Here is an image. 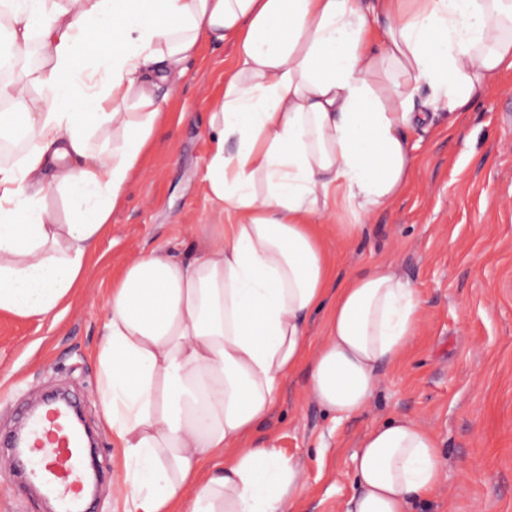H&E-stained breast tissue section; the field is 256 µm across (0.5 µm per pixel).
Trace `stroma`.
Masks as SVG:
<instances>
[{"instance_id":"1","label":"stroma","mask_w":512,"mask_h":512,"mask_svg":"<svg viewBox=\"0 0 512 512\" xmlns=\"http://www.w3.org/2000/svg\"><path fill=\"white\" fill-rule=\"evenodd\" d=\"M232 60L231 45L201 46L61 318L0 313V429L45 392H77L98 462L112 475L91 512H123L116 488L125 470L96 398L107 290L140 253L189 252L212 217L202 182L209 120ZM409 141L416 168L402 198L371 215L358 239L330 233L325 241L342 273L396 264L423 301L421 331L405 362L383 371L365 413L343 423L308 397L306 371L287 382L268 431L302 466L300 512H339L356 490L360 437L396 414L431 430L446 456L440 490L421 512H512V72L456 131L443 112L433 127L412 128ZM0 512H45L31 485L1 465Z\"/></svg>"}]
</instances>
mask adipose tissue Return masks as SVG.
<instances>
[{
	"label": "adipose tissue",
	"instance_id": "obj_1",
	"mask_svg": "<svg viewBox=\"0 0 512 512\" xmlns=\"http://www.w3.org/2000/svg\"><path fill=\"white\" fill-rule=\"evenodd\" d=\"M0 32L15 56L46 50L32 77L0 80V139L28 143L0 163V312L37 320L81 287L165 90L202 44L232 43L205 160L218 220L192 259L153 251L113 279L98 395L124 512H297L300 464L260 435L285 382L307 368L320 407L357 417L423 316L393 264L340 276L312 219L344 207L342 230L358 236L361 216L404 193L414 121L463 116L512 70V0H0ZM96 42L112 52L91 53ZM352 463L345 512H414L445 455L396 416L364 433Z\"/></svg>",
	"mask_w": 512,
	"mask_h": 512
}]
</instances>
